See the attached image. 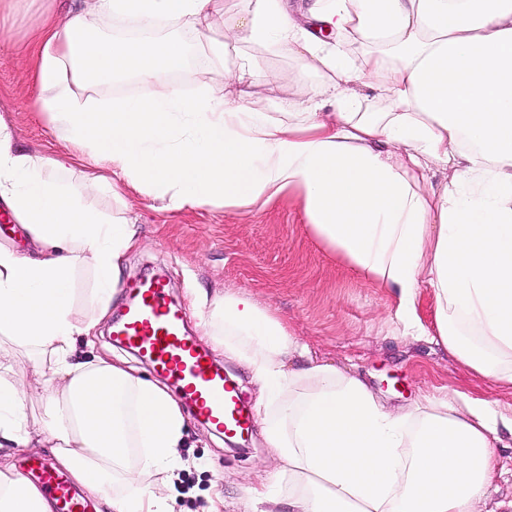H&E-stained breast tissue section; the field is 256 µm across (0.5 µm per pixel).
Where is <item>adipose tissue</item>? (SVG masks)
I'll return each mask as SVG.
<instances>
[{
	"mask_svg": "<svg viewBox=\"0 0 512 512\" xmlns=\"http://www.w3.org/2000/svg\"><path fill=\"white\" fill-rule=\"evenodd\" d=\"M213 3L85 0L39 25L33 107L104 173L75 191L65 158L20 148L0 119V203L30 244L0 245V512H52L12 462L39 444L107 512H173L178 403L124 361L76 354L139 244L127 188L170 210L298 199L319 239L392 292L404 335H426L416 300L429 285L438 341L512 388V0H238L225 43L252 50L223 92L191 96L172 78L188 61L181 38L100 29L105 18L182 23L207 41ZM283 51L318 78L275 117L254 86L281 80L263 62ZM126 79L151 96H97ZM438 171L448 180L437 187ZM98 191L112 214L86 202ZM83 267L95 278L88 316L75 310ZM191 303L208 307L202 339L257 380L267 443L291 478L285 493L275 475L249 487L247 512H482L512 408L453 391L392 410L335 365L285 369L305 346L246 296ZM24 361L37 390L16 380Z\"/></svg>",
	"mask_w": 512,
	"mask_h": 512,
	"instance_id": "adipose-tissue-1",
	"label": "adipose tissue"
}]
</instances>
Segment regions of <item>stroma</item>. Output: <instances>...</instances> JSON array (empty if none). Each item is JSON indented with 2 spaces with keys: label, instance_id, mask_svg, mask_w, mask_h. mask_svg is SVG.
Instances as JSON below:
<instances>
[{
  "label": "stroma",
  "instance_id": "stroma-1",
  "mask_svg": "<svg viewBox=\"0 0 512 512\" xmlns=\"http://www.w3.org/2000/svg\"><path fill=\"white\" fill-rule=\"evenodd\" d=\"M75 6V0H0V119L20 147L48 157L67 151L53 135L48 115L31 108L38 86L26 45L42 15ZM266 65L289 76L264 87L261 104L267 112L284 111L289 99L316 79L284 52ZM125 201L139 226L140 245L124 263L122 287L92 345L85 347L86 356L125 360L137 374L163 382L148 362L111 338L126 302L125 283L162 272L190 336L201 335V311L188 301L191 289L211 296L243 294L285 322L312 361L362 374L387 406L406 407L422 394L446 389L512 403V389L490 386L431 337L401 335L391 292L362 277L317 238L297 199L287 196L241 214L215 206L168 211L131 189ZM181 455L187 466L176 482L175 512H208L218 495L224 499L221 512H242L246 489L265 482L274 468L258 426L236 448L207 424L188 419Z\"/></svg>",
  "mask_w": 512,
  "mask_h": 512
}]
</instances>
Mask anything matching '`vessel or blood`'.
Returning a JSON list of instances; mask_svg holds the SVG:
<instances>
[{
	"label": "vessel or blood",
	"instance_id": "obj_1",
	"mask_svg": "<svg viewBox=\"0 0 512 512\" xmlns=\"http://www.w3.org/2000/svg\"><path fill=\"white\" fill-rule=\"evenodd\" d=\"M112 340L135 351L170 378L188 400L196 417L242 440L251 433L254 414L237 384L217 369L209 353L186 333L182 310L170 300L169 282L155 275L127 287L122 318L112 327ZM39 480L54 502L55 512H87L86 503L48 465L38 464Z\"/></svg>",
	"mask_w": 512,
	"mask_h": 512
}]
</instances>
